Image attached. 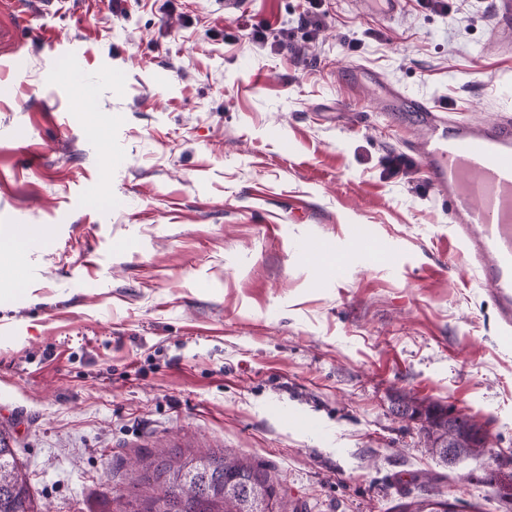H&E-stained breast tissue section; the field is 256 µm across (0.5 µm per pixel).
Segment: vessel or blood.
<instances>
[{
  "instance_id": "1",
  "label": "vessel or blood",
  "mask_w": 512,
  "mask_h": 512,
  "mask_svg": "<svg viewBox=\"0 0 512 512\" xmlns=\"http://www.w3.org/2000/svg\"><path fill=\"white\" fill-rule=\"evenodd\" d=\"M356 75L379 86L388 111L409 106L424 127L423 137L410 148L447 202L455 231L480 263L502 323L512 326V121H451L424 102H406L372 70L360 68Z\"/></svg>"
}]
</instances>
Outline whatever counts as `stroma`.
Returning <instances> with one entry per match:
<instances>
[{
	"label": "stroma",
	"mask_w": 512,
	"mask_h": 512,
	"mask_svg": "<svg viewBox=\"0 0 512 512\" xmlns=\"http://www.w3.org/2000/svg\"><path fill=\"white\" fill-rule=\"evenodd\" d=\"M23 0L0 80V426L45 512H121L141 453L262 461L292 512H391L412 475L512 512V330L419 162L347 72L512 118L494 0ZM295 31L277 48L254 25ZM485 422L444 466L396 394ZM305 12L300 16V24L308 29V34L315 35L321 25V18L326 14L324 0H307Z\"/></svg>",
	"instance_id": "stroma-1"
}]
</instances>
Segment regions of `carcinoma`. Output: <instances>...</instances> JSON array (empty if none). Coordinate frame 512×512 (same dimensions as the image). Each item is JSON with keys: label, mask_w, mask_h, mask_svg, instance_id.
<instances>
[{"label": "carcinoma", "mask_w": 512, "mask_h": 512, "mask_svg": "<svg viewBox=\"0 0 512 512\" xmlns=\"http://www.w3.org/2000/svg\"><path fill=\"white\" fill-rule=\"evenodd\" d=\"M398 407L420 413L418 434L427 451L448 463L454 458L490 451L487 431L474 417L409 393L396 397ZM129 486L145 489L128 506L139 512H265L274 502L288 512V501L268 466L248 456L211 448H174L144 452L130 471ZM0 512H42L19 464L11 436L0 429ZM394 512H456V505L432 491L394 506Z\"/></svg>", "instance_id": "cac0c4a2"}]
</instances>
